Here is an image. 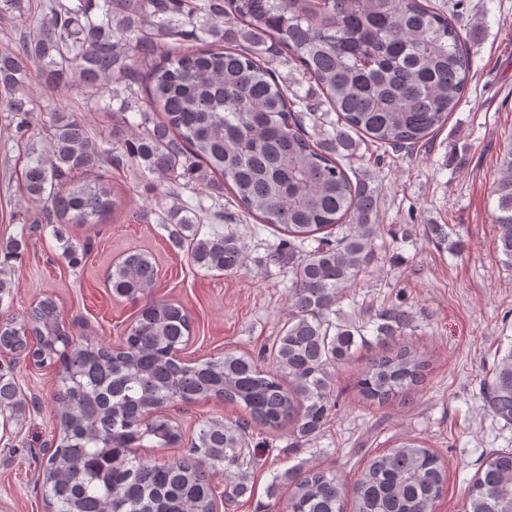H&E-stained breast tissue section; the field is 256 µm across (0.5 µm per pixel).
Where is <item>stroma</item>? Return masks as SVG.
Listing matches in <instances>:
<instances>
[{
    "mask_svg": "<svg viewBox=\"0 0 512 512\" xmlns=\"http://www.w3.org/2000/svg\"><path fill=\"white\" fill-rule=\"evenodd\" d=\"M454 5L457 29L471 61L466 93L447 124L412 150L395 151L362 142L348 164L376 195L371 221L381 227L375 259L345 293L341 316L366 315L398 304L411 315L404 334L371 344L333 371L339 409L313 441L290 447L287 430L252 427V461L225 468L214 480L218 512H281L267 488L276 475L306 464L328 469L354 482L370 455L410 436L443 460L448 485L434 512H463L476 471L493 451L512 448V425L496 420L480 392L498 361L512 346V271L499 262L492 213L501 156L512 145V0H432ZM32 130L44 140L47 112L75 113L95 137L111 141L129 134L140 117L108 114L90 91L32 83ZM32 160L14 135L11 114L0 97V238L26 235L20 258L0 255V271L12 280L11 311L22 315L40 299L52 297L77 334L111 346L121 345L141 305L113 294L107 273L126 251L153 254L158 266L152 297L184 307L192 335L180 357L194 364L237 349L258 353L270 346L288 317L286 272L269 265L268 245L281 234L240 218L221 224L238 233L244 263L234 273L210 275L191 266L174 248L159 214L165 194L182 200L208 199L210 189L129 169L112 173L121 188L122 207L97 224L70 225L74 243H88L78 264L62 258L51 232L33 228L39 208L22 183ZM443 225L455 249L437 244L431 225ZM416 349L427 361L418 390L389 405L359 397L350 385L376 355L398 345ZM15 374L35 404L21 421L0 420V512H47L40 474L47 461L58 405L52 393L54 369L19 362ZM169 417L191 440L213 417L243 419L241 409L200 401L171 407ZM246 481L245 495L225 499V489Z\"/></svg>",
    "mask_w": 512,
    "mask_h": 512,
    "instance_id": "35a3bbf8",
    "label": "stroma"
}]
</instances>
